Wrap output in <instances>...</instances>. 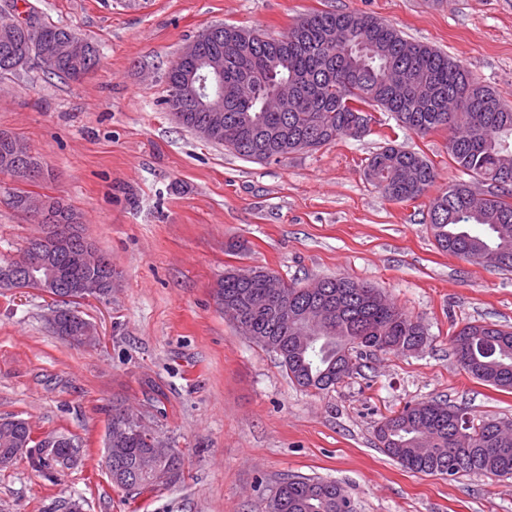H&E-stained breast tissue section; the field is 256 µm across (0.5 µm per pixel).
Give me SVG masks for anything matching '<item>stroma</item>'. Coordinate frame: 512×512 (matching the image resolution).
<instances>
[{
	"mask_svg": "<svg viewBox=\"0 0 512 512\" xmlns=\"http://www.w3.org/2000/svg\"><path fill=\"white\" fill-rule=\"evenodd\" d=\"M72 29L99 60L80 80L35 67L0 77V133L52 171L34 190L83 216L112 261V294L78 313L98 331L58 336L55 301L0 289V420L35 436L73 435L85 453L43 476L0 467V512H262L281 479L339 482L357 512H512V478L455 480L405 469L375 426L406 404L442 399L475 420H512V392L473 379L450 348L468 321L512 326V272L441 251L428 196L384 197L364 178L387 143L433 165L435 189L462 179L448 133L420 136L374 111L367 132L317 151L252 162L179 125L162 105L164 74L215 24L287 35L317 11H350L434 46L512 105V0H25ZM40 230L0 198V257ZM261 267L305 286L348 277L421 320L415 353L359 356L327 391L288 378L215 302L224 273ZM138 414L181 455L175 486L127 500L102 469L115 408Z\"/></svg>",
	"mask_w": 512,
	"mask_h": 512,
	"instance_id": "obj_1",
	"label": "stroma"
}]
</instances>
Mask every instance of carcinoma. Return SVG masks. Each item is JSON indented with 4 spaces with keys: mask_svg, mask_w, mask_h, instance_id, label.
Returning <instances> with one entry per match:
<instances>
[{
    "mask_svg": "<svg viewBox=\"0 0 512 512\" xmlns=\"http://www.w3.org/2000/svg\"><path fill=\"white\" fill-rule=\"evenodd\" d=\"M332 30L346 31L344 41L329 49L324 62L319 44ZM246 34L254 42L247 60L237 50V38ZM224 79L239 73L246 62L264 95L245 103L222 107L224 125L214 142L250 161L278 160L281 145L259 137V129L272 128L295 151L299 138L317 151L350 136L363 109L377 106L394 114L399 126L426 135L448 131V155L457 168L490 187L481 200L470 198L466 182H454L439 191L428 206L429 224L438 248L472 263L512 271V107L476 80L446 53L424 43L407 40L399 30L369 15L352 12H313L281 38L255 29L226 25L222 35ZM48 51L57 66L46 75L78 80L96 62L92 46L71 29L38 19L34 33L11 19L0 20V74L28 68L39 53ZM286 82L298 93L292 112H268L265 99ZM166 111L193 130L209 123L212 113L198 112L191 100L166 92ZM46 178L41 161L18 141L0 135V173L18 178L20 157ZM366 180L386 197L409 201L422 196L436 181L433 165L423 156L388 145L373 155ZM55 226L50 267L71 283L91 282L112 268V261L82 233V217L63 200L42 195ZM295 307L288 323L279 321L278 300L268 294L266 279L243 278L228 271L218 281L216 303L240 311L251 328L250 339L266 350L276 346L288 376L306 389L328 390L354 371L340 366L370 349L399 353L416 340L426 341L420 320L389 302L377 289L346 277L327 278L319 288L284 285ZM462 355L458 362L472 378L512 392V327L493 323H467L458 332ZM460 407L428 400L405 406L393 422L377 425L376 437L384 453L416 473L451 476L470 474L512 476V429L502 432L489 420L476 423L468 437L455 432ZM29 424L0 426V454L31 438ZM156 437L146 429L134 436H112V484L130 499L141 494V484L160 481L170 487L182 477L180 458L156 455L141 461L155 447ZM35 452L30 468L47 475L56 457L74 451L83 455L82 443L61 438L52 446L30 442ZM264 512H357L356 504L335 480L289 478L276 487Z\"/></svg>",
    "mask_w": 512,
    "mask_h": 512,
    "instance_id": "cac0c4a2",
    "label": "carcinoma"
}]
</instances>
